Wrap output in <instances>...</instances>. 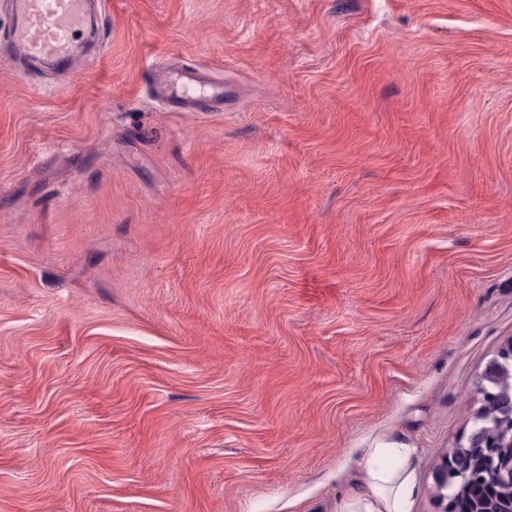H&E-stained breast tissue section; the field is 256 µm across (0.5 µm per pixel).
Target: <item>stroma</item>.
I'll return each instance as SVG.
<instances>
[{
  "mask_svg": "<svg viewBox=\"0 0 512 512\" xmlns=\"http://www.w3.org/2000/svg\"><path fill=\"white\" fill-rule=\"evenodd\" d=\"M0 58V512H411L512 341V0H102ZM231 91L171 112L153 63ZM416 448L391 441L366 448L364 482L368 492L344 502L340 512H410L415 491Z\"/></svg>",
  "mask_w": 512,
  "mask_h": 512,
  "instance_id": "stroma-1",
  "label": "stroma"
}]
</instances>
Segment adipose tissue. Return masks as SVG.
<instances>
[{"label":"adipose tissue","mask_w":512,"mask_h":512,"mask_svg":"<svg viewBox=\"0 0 512 512\" xmlns=\"http://www.w3.org/2000/svg\"><path fill=\"white\" fill-rule=\"evenodd\" d=\"M414 458V449L399 441L367 449V490L344 502L340 512H410L416 486Z\"/></svg>","instance_id":"adipose-tissue-1"}]
</instances>
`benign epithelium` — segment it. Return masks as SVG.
Returning <instances> with one entry per match:
<instances>
[{
	"instance_id": "7a95c632",
	"label": "benign epithelium",
	"mask_w": 512,
	"mask_h": 512,
	"mask_svg": "<svg viewBox=\"0 0 512 512\" xmlns=\"http://www.w3.org/2000/svg\"><path fill=\"white\" fill-rule=\"evenodd\" d=\"M477 391L481 405L475 418L483 423V428L457 446L459 463L452 465L445 457L434 471L439 512H454L459 477L466 476L470 487H481V475L469 466L472 455L479 456L484 470L493 472L499 486L509 490L508 500L499 503L488 502L484 492H479L474 512H512V464H501L502 454L512 456V342L486 366Z\"/></svg>"
}]
</instances>
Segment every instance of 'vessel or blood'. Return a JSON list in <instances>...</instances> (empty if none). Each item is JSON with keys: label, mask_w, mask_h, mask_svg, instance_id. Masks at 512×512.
<instances>
[{"label": "vessel or blood", "mask_w": 512, "mask_h": 512, "mask_svg": "<svg viewBox=\"0 0 512 512\" xmlns=\"http://www.w3.org/2000/svg\"><path fill=\"white\" fill-rule=\"evenodd\" d=\"M95 0H9L8 41L13 57L34 68L68 70L77 58L97 62L101 53H81ZM157 99L175 112L199 111L203 102L224 99V85L200 77L198 70L171 66L151 76Z\"/></svg>", "instance_id": "vessel-or-blood-1"}]
</instances>
